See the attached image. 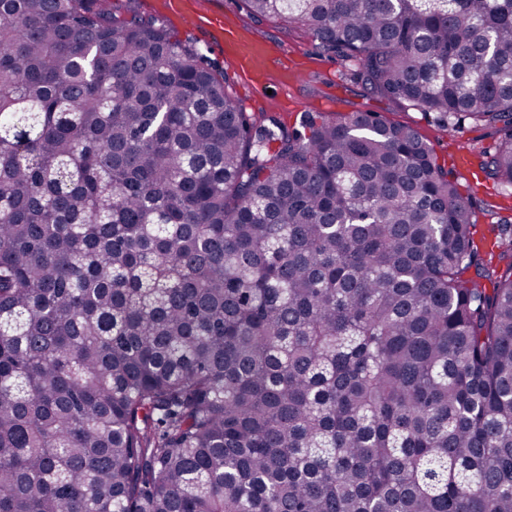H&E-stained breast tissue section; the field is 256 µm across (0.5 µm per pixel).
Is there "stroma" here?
<instances>
[{
  "label": "stroma",
  "instance_id": "obj_1",
  "mask_svg": "<svg viewBox=\"0 0 512 512\" xmlns=\"http://www.w3.org/2000/svg\"><path fill=\"white\" fill-rule=\"evenodd\" d=\"M136 8L197 48L217 74L228 75L229 90L245 111H254L256 100L276 99V108L259 114L262 122L275 120L291 128L306 112L336 119L353 112H375L417 129L470 202L473 239L483 263L501 271L512 263V239L502 225L504 218L512 217V206L503 205L512 193L490 179L472 183L467 166L455 155L463 141L471 160H478L481 151L494 149L500 141L498 129L469 119L444 127L434 114L373 96L353 80L345 61L320 48L303 28L252 17L241 0H137ZM228 21L239 33L263 36L265 46L256 50L252 70L239 68L234 49L224 43Z\"/></svg>",
  "mask_w": 512,
  "mask_h": 512
}]
</instances>
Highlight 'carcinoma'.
<instances>
[{
    "label": "carcinoma",
    "mask_w": 512,
    "mask_h": 512,
    "mask_svg": "<svg viewBox=\"0 0 512 512\" xmlns=\"http://www.w3.org/2000/svg\"><path fill=\"white\" fill-rule=\"evenodd\" d=\"M244 6L498 127L512 187V0ZM228 84L132 8L0 0V512H512V263L452 172Z\"/></svg>",
    "instance_id": "cac0c4a2"
}]
</instances>
